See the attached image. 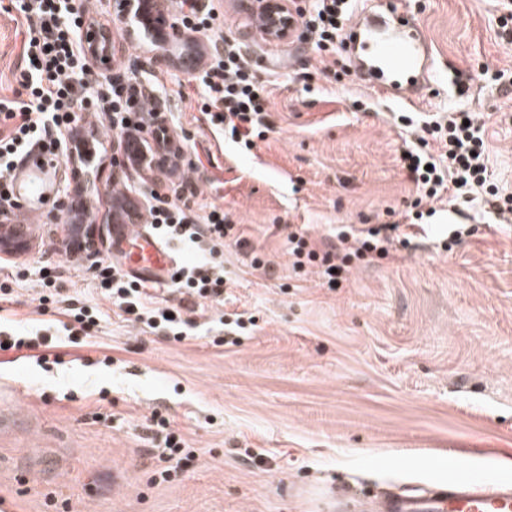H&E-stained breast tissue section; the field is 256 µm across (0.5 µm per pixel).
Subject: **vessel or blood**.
I'll return each instance as SVG.
<instances>
[{
	"mask_svg": "<svg viewBox=\"0 0 512 512\" xmlns=\"http://www.w3.org/2000/svg\"><path fill=\"white\" fill-rule=\"evenodd\" d=\"M344 48L355 75L366 87L380 90L390 101L419 104L430 85L431 46L414 12L395 0H376L360 13L344 33ZM52 162L32 154L17 168L14 182L22 186L17 222L11 234L26 236L31 217L51 198ZM129 192H116L107 202L104 219L112 226L114 260L131 276L149 284H166L175 258L150 225L130 222L129 212L141 209ZM378 512H512V488L465 474L415 492L390 493Z\"/></svg>",
	"mask_w": 512,
	"mask_h": 512,
	"instance_id": "b4317fda",
	"label": "vessel or blood"
}]
</instances>
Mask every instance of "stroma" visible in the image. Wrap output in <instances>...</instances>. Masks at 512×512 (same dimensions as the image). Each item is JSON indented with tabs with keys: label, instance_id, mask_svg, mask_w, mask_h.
<instances>
[{
	"label": "stroma",
	"instance_id": "stroma-1",
	"mask_svg": "<svg viewBox=\"0 0 512 512\" xmlns=\"http://www.w3.org/2000/svg\"><path fill=\"white\" fill-rule=\"evenodd\" d=\"M209 2L224 14L221 39L251 66L285 61L265 139L248 150L224 140L176 95L187 73L119 30L112 78L164 93L190 181L157 172L155 193L200 216L223 209L245 239L223 248L224 300H198L191 338L175 342L105 299L64 256L59 214L80 189L103 223L107 196L79 187L62 163L36 235L0 252V285L17 298L0 321L59 319L39 301L48 266L65 295L106 316L64 363L0 364V406L15 414L0 432V512H358L359 500L389 489L450 479L456 461L512 487V219L469 193L436 203L416 237L395 232L390 257L354 264L342 287L295 268L289 232L318 240L336 225L392 223L409 209L405 135L390 103L359 83L320 75L304 85L302 69L325 67L311 44L262 42L242 0ZM408 2L434 56L419 112L486 116L491 171L512 195V91L480 77L486 65L512 72V38L499 32L491 0ZM15 27L0 12L2 96L22 64ZM85 118L99 138L84 171L141 192L138 170L112 169L107 116ZM202 147L210 160L199 168ZM460 221L471 232L458 238ZM243 312L253 325L227 334L225 322ZM168 432L189 455L165 481Z\"/></svg>",
	"mask_w": 512,
	"mask_h": 512
}]
</instances>
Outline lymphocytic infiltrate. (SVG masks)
I'll return each instance as SVG.
<instances>
[{
    "label": "lymphocytic infiltrate",
    "instance_id": "obj_1",
    "mask_svg": "<svg viewBox=\"0 0 512 512\" xmlns=\"http://www.w3.org/2000/svg\"><path fill=\"white\" fill-rule=\"evenodd\" d=\"M23 19L24 67L16 81L13 97H0V209H15L17 202L10 191L19 161L32 149L58 161L61 130L70 129L82 112H102L110 125L127 138L139 140L141 128L156 123V104L136 79L115 83L107 94L88 98L84 87L90 67L75 40L86 10L76 0H10ZM349 0H310L306 14L300 15L301 35L311 41L319 56L332 58L336 80H344L351 71L343 54L344 21ZM278 73L267 70L258 76L240 52L225 48L223 58L203 60L192 77L197 87L199 112L209 122L218 124L225 138L253 147L269 129L267 108L270 87ZM404 127L416 134L417 143L403 153L409 175L419 196L402 220L417 226L423 217L424 203L448 196L455 201L463 194L479 191L498 198L499 189L491 183L489 154L484 123L465 112L443 117L413 116L400 113ZM149 222L166 243L191 248L196 258L178 264L170 275V284L180 299L174 305H157L149 284L124 273L109 260L93 259L88 264L106 299L115 303L136 322L151 329L169 330L174 341L188 337L197 299H217L224 294V262L218 257L225 240L239 242L233 225L224 221V212L213 209L206 216L195 217L180 205L159 200L149 207ZM393 230L389 224H371L361 228L342 226L334 236L313 244L308 235H288L289 253L295 267H318L327 287H339L346 281L353 263H372L390 254ZM71 318L65 337L47 336L39 330L0 329V353L14 352L20 359L44 365L61 363L63 346H78L79 335L96 316L75 299H67Z\"/></svg>",
    "mask_w": 512,
    "mask_h": 512
}]
</instances>
